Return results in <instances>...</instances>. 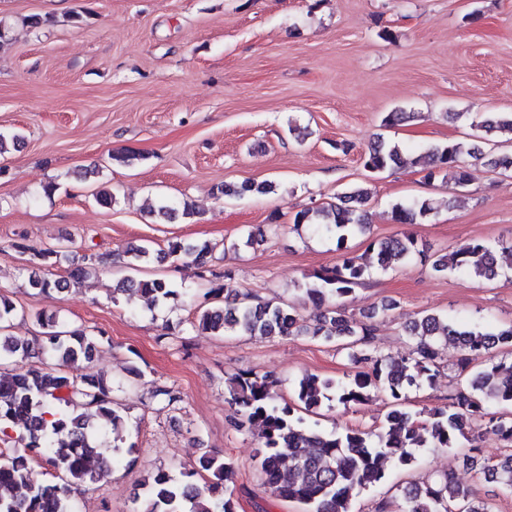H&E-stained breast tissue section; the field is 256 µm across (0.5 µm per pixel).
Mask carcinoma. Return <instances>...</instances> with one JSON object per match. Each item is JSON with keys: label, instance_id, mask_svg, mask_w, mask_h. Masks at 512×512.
<instances>
[{"label": "carcinoma", "instance_id": "1", "mask_svg": "<svg viewBox=\"0 0 512 512\" xmlns=\"http://www.w3.org/2000/svg\"><path fill=\"white\" fill-rule=\"evenodd\" d=\"M414 118V113L396 110L382 120L393 128ZM475 130L495 131L512 142V113H477L470 116ZM487 164L512 172V153L486 158L474 142L450 141L435 145L425 155L423 179L451 178L462 186L470 177L469 166ZM406 164L398 144L378 135L363 155V167L373 174L399 169ZM269 184L231 187L221 185L222 196L241 197L250 192L266 193ZM366 189L357 187L343 193L338 202L298 212L294 224H311L336 237V264L314 275L315 282L304 288L316 313L301 317L282 302L248 300L225 305L206 304L196 311L194 326L218 336L226 332L247 336H312L338 341L346 346H369L373 340V316L364 320L346 314L330 303L332 298L351 295L372 270L387 271L395 263L415 258L430 261L432 271L455 272L475 278L499 275L493 249L481 240H472L447 255H430L426 244L411 231L373 239L366 251L371 260L344 247L349 237L365 233L369 225ZM432 207L426 199H416L392 208L395 224H416ZM194 210L188 201L160 204L152 215L162 220L190 218ZM261 230L247 232L240 240L225 245L203 241L168 244L165 255L182 259L194 274L207 282L204 298H218L223 285L213 273L212 263L219 249L253 248L264 241ZM145 244L125 251L130 266L149 259ZM33 256L45 265L70 263L68 278L34 279L30 285L40 292L61 293L70 283L80 284L96 272L106 256L86 251L69 253L68 248L44 249ZM116 293H135L153 305H163L179 297L177 289L164 278L135 281L124 278ZM19 315L13 302L0 295V362L14 365L13 373L0 375V434L6 448H0V512H73V497L85 482H100L108 476L110 463L120 459L124 418L114 407L112 379L101 374L69 377L65 368L79 359L90 358L99 337L85 328H68L55 316L39 314L41 335L28 341L11 334ZM413 346L411 354L398 359L376 358L369 371H361L348 382L333 384L314 375L301 377L295 386L296 404L274 402L278 380L271 376L236 375L229 381L226 402L234 408L235 425L259 429L257 449L263 484L277 498L297 502L304 512H351L355 492L381 481L385 465L395 461L409 466L418 448L437 450L466 448L478 451L473 424L492 427L505 447H512V414H496L491 406L512 408V361L497 360L499 352L512 350V325L491 332L456 326L436 314L414 319L407 329ZM454 345L461 351L458 370L466 374L465 384L450 396L445 408L411 412L405 408L406 388L431 384L440 373V346ZM383 388L391 400L376 433L358 428L324 432L305 421L298 409L314 412L335 389L337 403L346 408L366 403L370 390ZM15 433L9 444V433ZM112 434V462H98V449ZM46 463L63 471L66 478L36 484L30 478L34 463ZM485 477L512 492V453L500 459H483ZM235 476L234 464L216 454L200 457L198 465L176 476L159 469L145 481L144 512H236L227 484ZM403 512H493L487 499L461 487L449 474L439 475L413 486L404 494Z\"/></svg>", "mask_w": 512, "mask_h": 512}]
</instances>
